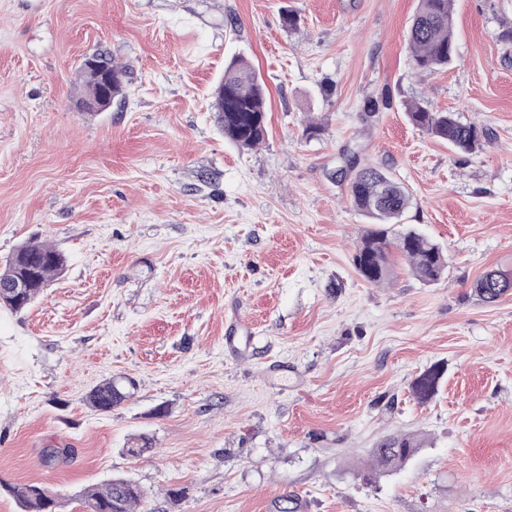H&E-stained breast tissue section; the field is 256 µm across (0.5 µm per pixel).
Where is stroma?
<instances>
[{
	"instance_id": "obj_1",
	"label": "stroma",
	"mask_w": 512,
	"mask_h": 512,
	"mask_svg": "<svg viewBox=\"0 0 512 512\" xmlns=\"http://www.w3.org/2000/svg\"><path fill=\"white\" fill-rule=\"evenodd\" d=\"M417 6L0 0V262L28 242L66 258L35 304L0 308V512L32 483L83 512L115 477L145 512H277L284 495L297 512H512V295L473 290L512 271V0H453L456 61L431 74L405 41ZM99 48L130 71L126 103L82 112ZM238 54L268 97L252 150L211 109ZM412 100L489 142L452 151L409 123ZM349 151L405 184L403 223L448 251L440 281L401 258L387 283L357 275L370 224L336 175ZM109 378L133 395L91 410ZM406 434L411 462L362 483L370 448ZM142 435L151 451L127 455ZM47 448L69 454L46 467ZM474 291L487 304H495L512 294V273L499 269L484 271L474 284ZM440 375V371L436 368L425 370L419 374L411 386L414 397L420 402L431 399L437 390Z\"/></svg>"
}]
</instances>
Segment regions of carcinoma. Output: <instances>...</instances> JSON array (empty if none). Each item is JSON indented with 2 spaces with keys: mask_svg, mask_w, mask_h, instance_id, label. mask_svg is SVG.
Wrapping results in <instances>:
<instances>
[{
  "mask_svg": "<svg viewBox=\"0 0 512 512\" xmlns=\"http://www.w3.org/2000/svg\"><path fill=\"white\" fill-rule=\"evenodd\" d=\"M407 43L417 71L432 73L451 66L455 59V24L451 0H419L407 27ZM97 66L80 64L83 90L98 80L99 69L127 75L126 67L112 61L106 52L88 55ZM413 125L433 138L448 143L455 152L472 154L480 150L488 133L475 122H463L455 112H434L420 101L405 104ZM214 118L224 137L242 150L253 149L266 137V90L258 81L249 62L234 57L224 66L216 89ZM349 199L352 207L371 221V227L353 254V264L360 277L372 284L391 278L395 256L405 259L413 276L425 284L441 280L448 269V254L439 243L414 227L400 230L394 226L408 208L409 192L403 183L381 168L352 162ZM65 258L55 247L44 243L24 244L5 260V275H17L27 282L21 298L13 289L0 288V306L20 312L29 308L49 283L64 270ZM474 291L487 304H495L512 294V273L499 269L484 271L474 284ZM440 371L428 369L412 382L414 397L426 402L435 394ZM130 397V392L116 380L95 386L87 396L89 407L109 412ZM419 442L410 435L389 437L380 447L370 449L375 469L360 473L370 483L376 470L399 469L415 456ZM23 512H58V496L38 484L11 487ZM84 512H134L145 498V491L127 479H112L84 489Z\"/></svg>",
  "mask_w": 512,
  "mask_h": 512,
  "instance_id": "cac0c4a2",
  "label": "carcinoma"
}]
</instances>
